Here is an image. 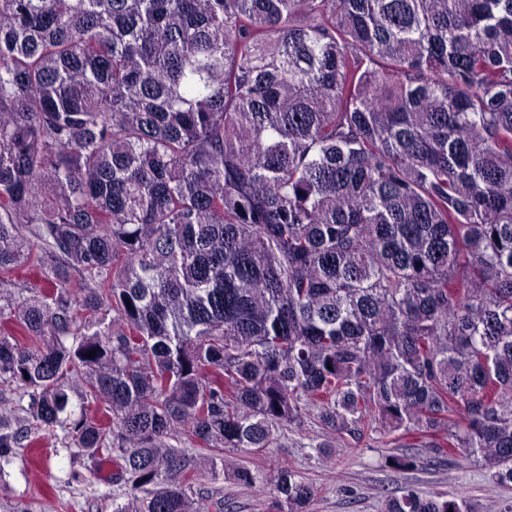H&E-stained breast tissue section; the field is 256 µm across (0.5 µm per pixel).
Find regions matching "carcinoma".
<instances>
[{"label":"carcinoma","mask_w":512,"mask_h":512,"mask_svg":"<svg viewBox=\"0 0 512 512\" xmlns=\"http://www.w3.org/2000/svg\"><path fill=\"white\" fill-rule=\"evenodd\" d=\"M33 260L0 383L145 493L112 512H222L201 463L310 416L323 460L368 428L512 485V0H0V271Z\"/></svg>","instance_id":"carcinoma-1"}]
</instances>
